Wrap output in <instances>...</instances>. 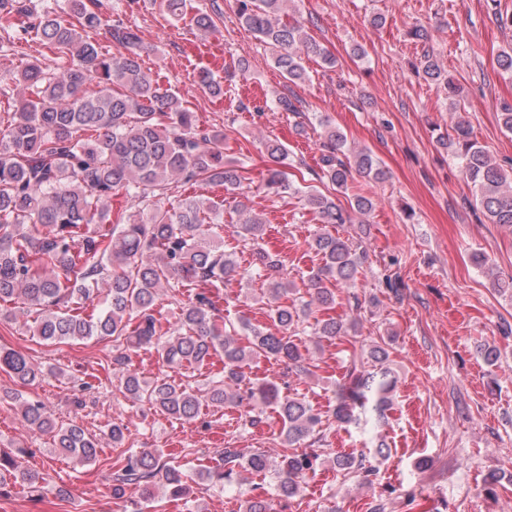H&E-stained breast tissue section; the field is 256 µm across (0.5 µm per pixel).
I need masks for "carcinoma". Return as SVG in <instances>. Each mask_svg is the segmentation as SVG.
Listing matches in <instances>:
<instances>
[{"label": "carcinoma", "mask_w": 512, "mask_h": 512, "mask_svg": "<svg viewBox=\"0 0 512 512\" xmlns=\"http://www.w3.org/2000/svg\"><path fill=\"white\" fill-rule=\"evenodd\" d=\"M290 2L239 0L238 17L272 49L275 66L296 85L305 80L303 55H317L328 65L333 58L289 17ZM92 3L67 0L68 9L59 12L48 0H0V49L32 35L65 60L51 68L36 58L20 70L13 81L22 98L0 121V318H17L13 305L20 303L30 317L31 335L40 341L112 338V371L120 389L132 403L173 420L196 423L207 408L223 411L257 400L261 410L241 423L252 428L262 423L265 409L273 410L288 446L302 445L304 451L276 461L257 449L226 447L216 465L198 471V477L222 492L244 472L268 476L286 504L301 492L319 458L322 415L301 394L284 393L278 382L247 377L245 367L263 359L298 376H315L312 358L299 346L304 323L312 305L328 310L336 304L335 287L354 283L366 252L348 239L317 233L311 247L322 265L296 281L288 278L281 256L257 250L276 331L241 318L247 343L239 342L218 302L225 283L249 272L221 244L224 201L187 193L198 183L227 191L239 185L237 170L224 164V133L200 128L171 84L144 68L147 47L137 32ZM160 6L176 23L188 16L187 0H160ZM16 14L36 23L18 25ZM101 33L112 52L94 39ZM422 72L447 87L453 108L460 107V87L428 52ZM198 80L212 96L224 94L209 71L200 70ZM445 145L461 161L487 222L512 227V166L476 142L464 120L457 121ZM345 146V135L326 126L322 173L333 191L347 188L354 172L384 179L369 151L348 154ZM267 185L278 193L303 194L309 210L326 224H350L352 213L367 215L374 206L371 198L357 196L345 208L312 185L295 186L277 167L268 170ZM121 192L138 201V210L114 219L112 196ZM173 193L179 194L177 206L162 205ZM237 213L236 235L257 243L263 218L242 202ZM162 291L177 309L176 321L165 330L154 315ZM312 333L332 340L346 328L333 317L317 318ZM142 349L155 353L159 364L192 371L221 358L223 372L205 382L147 380L133 368L132 356ZM367 359L372 368L352 366L336 387L332 416L339 426L358 424L367 414L380 420L391 405L396 378L388 349L376 342ZM0 372L22 384L42 376L25 353L5 347H0ZM20 408L24 422L51 434L61 452L82 463L96 461L99 439L81 425L58 422L41 401H23ZM127 431L124 423H112L106 432L112 447L124 444ZM25 454L23 448L0 450V497L16 484L32 498L44 489L49 474L25 468L20 461ZM333 464L345 476L375 475L362 457L338 454ZM114 467L112 496L122 498L132 486L141 490L134 512H144L159 488L173 499L186 496L181 466L155 448H129Z\"/></svg>", "instance_id": "cac0c4a2"}]
</instances>
